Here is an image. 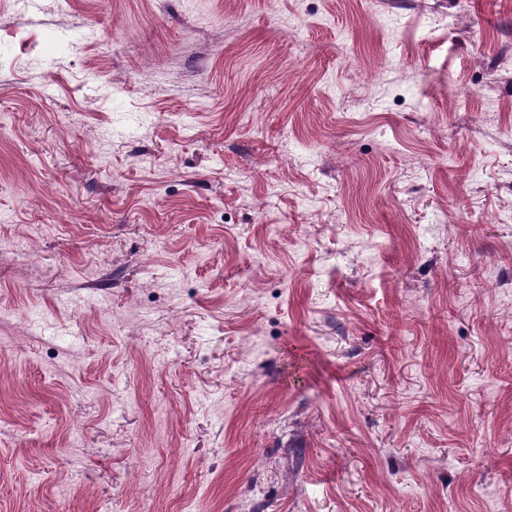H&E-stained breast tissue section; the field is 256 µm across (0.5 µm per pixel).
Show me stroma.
<instances>
[{
	"label": "stroma",
	"instance_id": "obj_1",
	"mask_svg": "<svg viewBox=\"0 0 512 512\" xmlns=\"http://www.w3.org/2000/svg\"><path fill=\"white\" fill-rule=\"evenodd\" d=\"M0 512H512V0H0Z\"/></svg>",
	"mask_w": 512,
	"mask_h": 512
}]
</instances>
